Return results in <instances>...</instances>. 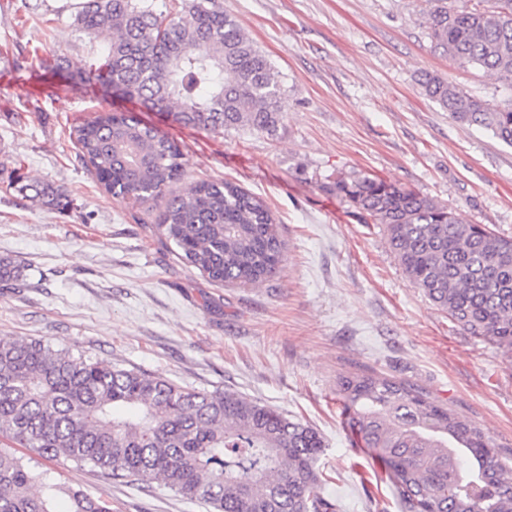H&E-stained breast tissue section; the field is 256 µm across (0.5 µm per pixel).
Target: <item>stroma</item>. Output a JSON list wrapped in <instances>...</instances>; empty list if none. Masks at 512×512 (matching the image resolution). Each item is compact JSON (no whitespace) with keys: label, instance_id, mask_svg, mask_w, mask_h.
I'll return each instance as SVG.
<instances>
[{"label":"stroma","instance_id":"35a3bbf8","mask_svg":"<svg viewBox=\"0 0 512 512\" xmlns=\"http://www.w3.org/2000/svg\"><path fill=\"white\" fill-rule=\"evenodd\" d=\"M71 0H0V256L28 285L0 284V338L40 339L181 386L230 391L313 427L324 494L341 512H398L387 484L368 485L336 404L347 372L408 381L481 427L512 454V356L468 335L409 281L381 225L325 177L360 173L419 191L465 224L512 237V147L451 119L419 86L430 72L512 107V81L434 51L427 0H223L278 71L286 107L273 134L211 132L75 77L109 36L71 18ZM61 60L54 74L45 65ZM129 111L183 151L185 183L228 180L260 197L286 242L260 285H218L151 237L164 206L112 197L79 158L72 129ZM26 173L60 185L63 209L22 198ZM62 484L112 512H207L163 485L151 494L89 465L51 462Z\"/></svg>","mask_w":512,"mask_h":512}]
</instances>
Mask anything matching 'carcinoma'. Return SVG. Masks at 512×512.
Here are the masks:
<instances>
[{"mask_svg": "<svg viewBox=\"0 0 512 512\" xmlns=\"http://www.w3.org/2000/svg\"><path fill=\"white\" fill-rule=\"evenodd\" d=\"M425 23L435 49L461 65L512 77V0H434ZM74 24L108 31L101 58L78 71L112 93L207 131L270 134L285 109L271 62L220 0H82ZM423 94L453 120L512 146V108L426 74ZM104 191L164 207L151 234L217 284L256 285L278 272L285 242L265 202L227 180L178 190L179 146L125 112H103L72 132ZM328 189L381 224L411 283L464 332L512 352V238L461 224L448 207L366 175ZM16 191L62 205L53 183L17 178ZM0 257V283L23 285ZM353 446L385 473L399 512H512V463L480 427L379 374L339 377ZM90 464L150 492L160 482L210 512H340L322 491L319 434L251 398L200 391L40 340L0 338V512H112L107 502L57 482L17 455Z\"/></svg>", "mask_w": 512, "mask_h": 512, "instance_id": "1", "label": "carcinoma"}]
</instances>
